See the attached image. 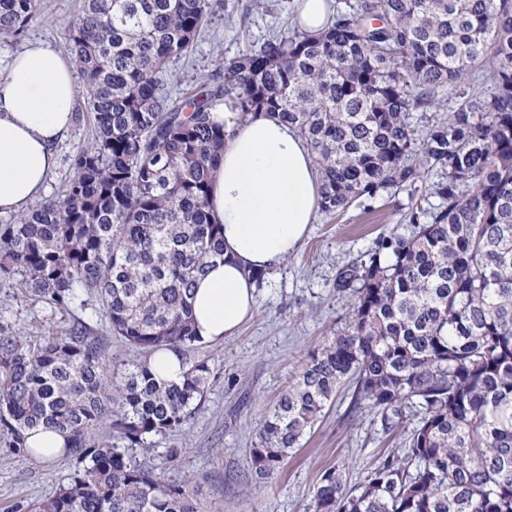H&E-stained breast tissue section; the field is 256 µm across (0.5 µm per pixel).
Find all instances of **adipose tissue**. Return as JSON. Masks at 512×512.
Wrapping results in <instances>:
<instances>
[{"label": "adipose tissue", "instance_id": "adipose-tissue-1", "mask_svg": "<svg viewBox=\"0 0 512 512\" xmlns=\"http://www.w3.org/2000/svg\"><path fill=\"white\" fill-rule=\"evenodd\" d=\"M77 88L50 44L25 45L0 76V213L36 204L72 127ZM225 123L224 153L209 187V211L224 235V258L197 285L196 334L233 336L257 306L254 272L280 266L300 248L319 206V177L304 138L274 114Z\"/></svg>", "mask_w": 512, "mask_h": 512}]
</instances>
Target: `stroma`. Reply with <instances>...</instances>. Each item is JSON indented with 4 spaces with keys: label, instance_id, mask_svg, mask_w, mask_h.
Here are the masks:
<instances>
[{
    "label": "stroma",
    "instance_id": "stroma-1",
    "mask_svg": "<svg viewBox=\"0 0 512 512\" xmlns=\"http://www.w3.org/2000/svg\"><path fill=\"white\" fill-rule=\"evenodd\" d=\"M289 2L212 0V24L187 57L172 63L161 76V91L177 94L201 76L217 73L224 60L249 43L289 27ZM81 5L82 0H42L41 16L30 25L24 41L48 42L62 59H69L65 26ZM24 41H0V74L7 72ZM91 127L87 120L74 122L55 145L57 166L44 197L56 196L71 176L73 148L90 143ZM424 197V188H400L361 198L332 218L317 214L300 250L259 287L252 317L234 336L202 346L201 355L213 358L217 374L200 410L180 431L153 437L151 448L132 449V456L171 481L191 480L198 491L199 512H312L313 488L326 469L341 470L344 482L352 486L381 458L398 450L402 435H383L376 410L365 406L349 413L352 389L346 384L279 475L259 483L249 465L259 425L290 378L327 336L346 325L353 297L336 290L338 269L359 259L380 236H409L412 227L405 215ZM97 307L91 298L83 309L54 310L32 302L19 289L0 286V326L61 331L85 321L93 335L106 338L113 369L123 370L140 354L109 335ZM76 465L67 455L41 463L0 446V512H26L29 505L51 496Z\"/></svg>",
    "mask_w": 512,
    "mask_h": 512
}]
</instances>
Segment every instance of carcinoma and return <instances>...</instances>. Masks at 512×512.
<instances>
[{
	"mask_svg": "<svg viewBox=\"0 0 512 512\" xmlns=\"http://www.w3.org/2000/svg\"><path fill=\"white\" fill-rule=\"evenodd\" d=\"M41 0H0V39L19 40ZM211 22L210 0H83L65 27L94 133L60 198L0 221V283L58 310L92 290L110 331L145 359L112 372L87 328L0 335V443L69 434L80 460L30 512H196L194 486L134 462L128 447L179 431L215 366L196 355L197 281L224 259L208 189L224 151L218 108L272 111L307 141L327 216L363 196L426 185L410 236L382 237L341 267L356 302L262 420L254 477L277 476L340 388L381 415L417 417L400 452L351 488L325 470L313 512H512V0H355L309 35L293 25L222 62L182 97L157 76ZM492 64L491 88L464 89ZM448 115L427 116L441 99ZM420 113L421 124L411 122ZM180 353L178 382L147 358Z\"/></svg>",
	"mask_w": 512,
	"mask_h": 512,
	"instance_id": "carcinoma-1",
	"label": "carcinoma"
}]
</instances>
